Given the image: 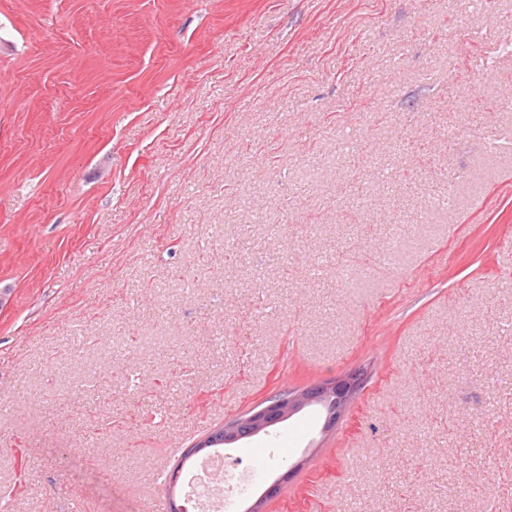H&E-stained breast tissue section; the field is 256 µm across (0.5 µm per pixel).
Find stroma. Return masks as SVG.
Here are the masks:
<instances>
[{
	"instance_id": "stroma-1",
	"label": "stroma",
	"mask_w": 512,
	"mask_h": 512,
	"mask_svg": "<svg viewBox=\"0 0 512 512\" xmlns=\"http://www.w3.org/2000/svg\"><path fill=\"white\" fill-rule=\"evenodd\" d=\"M512 0H0V501L148 512L185 450L263 512H512ZM487 235H480L483 225ZM26 468H19V458ZM363 384V372L354 370L331 381L317 383L301 393L281 391L257 405L248 415L224 422L188 450L192 449L193 456H203L213 448L236 447L234 445L242 440L269 432L306 406H319L323 410L322 428L327 432L342 420ZM305 460H300L296 463H292L288 465L287 471L278 476L262 493L260 497L248 508H245L243 511L245 512H261L262 511V505L264 501H266L269 498H273L277 496L282 488V485L286 482H288L293 475L304 465Z\"/></svg>"
}]
</instances>
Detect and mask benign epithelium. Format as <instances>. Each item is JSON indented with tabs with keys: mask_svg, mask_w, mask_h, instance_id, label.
Wrapping results in <instances>:
<instances>
[{
	"mask_svg": "<svg viewBox=\"0 0 512 512\" xmlns=\"http://www.w3.org/2000/svg\"><path fill=\"white\" fill-rule=\"evenodd\" d=\"M363 384V372L354 370L331 381L317 383L301 393L281 391L257 405L251 413L227 421L208 433L192 446L191 453L206 455L214 448H232L245 439L269 432L270 428L306 406H318L323 410V431L327 432L342 420ZM303 465L302 460L288 465L287 471L278 476L245 512H262L264 501L277 496L282 485Z\"/></svg>",
	"mask_w": 512,
	"mask_h": 512,
	"instance_id": "obj_1",
	"label": "benign epithelium"
}]
</instances>
